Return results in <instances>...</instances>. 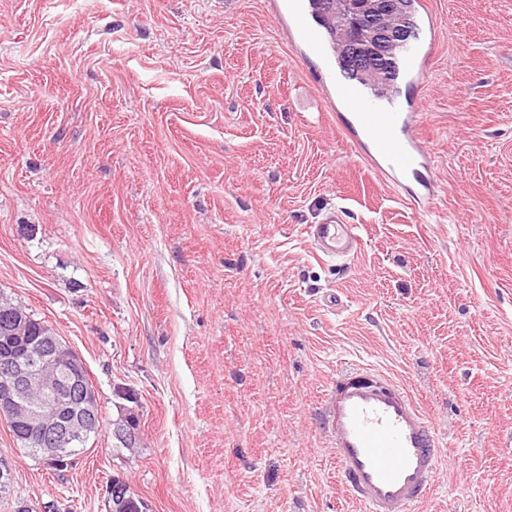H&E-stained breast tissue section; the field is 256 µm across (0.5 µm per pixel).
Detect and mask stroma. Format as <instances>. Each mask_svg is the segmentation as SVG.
Returning <instances> with one entry per match:
<instances>
[{"label": "stroma", "mask_w": 512, "mask_h": 512, "mask_svg": "<svg viewBox=\"0 0 512 512\" xmlns=\"http://www.w3.org/2000/svg\"><path fill=\"white\" fill-rule=\"evenodd\" d=\"M275 3L0 0V293L81 356L101 416L61 473L0 417V512H109L116 478L146 512H362L318 419L350 363L442 438L415 512H512V0H428L430 216L337 130ZM331 209L345 262L307 237ZM308 236L316 252L330 260H348L360 246V235L355 224H345L340 213L327 214L320 224L308 226ZM121 414L119 415L118 419H121L125 415H134L135 412L133 410V406H120ZM115 420V421H117ZM138 427L139 423L136 428H133V421L132 422H126V420L123 418L120 421L115 422L114 428H113V435L114 438L117 440V442L122 443L124 445H130L133 443L136 438L138 437Z\"/></svg>", "instance_id": "obj_1"}]
</instances>
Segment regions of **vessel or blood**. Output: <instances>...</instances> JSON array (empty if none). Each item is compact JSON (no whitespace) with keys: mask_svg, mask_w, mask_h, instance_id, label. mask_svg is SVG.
<instances>
[{"mask_svg":"<svg viewBox=\"0 0 512 512\" xmlns=\"http://www.w3.org/2000/svg\"><path fill=\"white\" fill-rule=\"evenodd\" d=\"M413 7L427 35L402 57L410 85L418 87L438 24L425 0H414ZM288 13L298 40L324 47L322 33L308 27L295 0ZM339 98L346 106L336 115L339 130L424 212H435L436 160L419 132L423 97L408 98L391 88L371 97L343 88ZM308 236L316 252L331 260L350 259L360 246L357 226L336 211L309 225ZM320 420L334 451L337 481L364 512H414L427 500L444 461L440 437L430 416L392 376L360 363L340 368L324 392Z\"/></svg>","mask_w":512,"mask_h":512,"instance_id":"b4317fda","label":"vessel or blood"}]
</instances>
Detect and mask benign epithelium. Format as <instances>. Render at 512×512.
<instances>
[{"mask_svg": "<svg viewBox=\"0 0 512 512\" xmlns=\"http://www.w3.org/2000/svg\"><path fill=\"white\" fill-rule=\"evenodd\" d=\"M322 5L348 41L369 48L367 56L353 57L351 64L382 83L389 53L412 37L397 0H324ZM34 330L25 309L1 296L0 414L24 425L20 440L34 459L65 470L74 461L75 449L84 447L98 431L97 395L82 359L47 324L42 322L35 330V357L15 349V343ZM113 435L129 445L138 437V429L122 419L115 422Z\"/></svg>", "mask_w": 512, "mask_h": 512, "instance_id": "obj_1", "label": "benign epithelium"}]
</instances>
